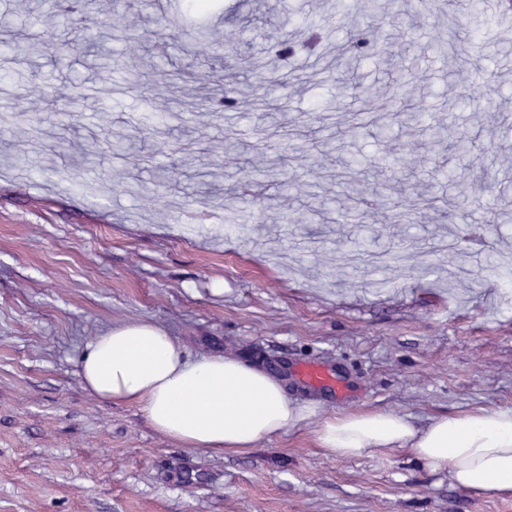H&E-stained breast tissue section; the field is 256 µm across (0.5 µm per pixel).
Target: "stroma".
Here are the masks:
<instances>
[{"label": "stroma", "mask_w": 512, "mask_h": 512, "mask_svg": "<svg viewBox=\"0 0 512 512\" xmlns=\"http://www.w3.org/2000/svg\"><path fill=\"white\" fill-rule=\"evenodd\" d=\"M470 36L469 62L413 66L406 104L454 119L476 144L454 159L427 149L421 126L395 122L385 140L353 115L388 105L343 91L322 70L340 61L350 35L438 46ZM33 58H0V512H512V494L476 493L431 471L407 451L345 459L320 448L312 425L240 453L185 448L157 433L133 404L97 398L78 376L81 355L112 326L151 322L184 356L278 361L293 401L319 402V417L394 412L424 427L441 415L512 409V288L484 268L487 251L512 255V209L449 280L431 247L448 225L442 204L417 210L415 185L469 203V224L500 197L512 202V55L508 31L479 9L450 17L418 0H89L61 22L41 10ZM99 36L94 54L77 35ZM295 54L279 58L281 41ZM137 65L141 85L107 88L100 51ZM193 60L196 79L171 71ZM236 111L203 107L223 87ZM472 106L449 114L461 92ZM135 139L123 157L107 142ZM95 151L85 166L82 155ZM400 158L387 194L414 224L369 222L383 242L418 238L388 287L345 275L336 255L353 252L345 213L299 217L321 192L353 184L378 191L373 169L348 170L349 153ZM468 168L450 183L448 166ZM259 180L253 206L224 210V196ZM317 365L330 384L297 374Z\"/></svg>", "instance_id": "stroma-1"}]
</instances>
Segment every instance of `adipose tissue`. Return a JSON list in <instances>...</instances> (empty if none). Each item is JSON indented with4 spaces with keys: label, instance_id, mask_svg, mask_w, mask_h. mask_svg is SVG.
<instances>
[{
    "label": "adipose tissue",
    "instance_id": "1",
    "mask_svg": "<svg viewBox=\"0 0 512 512\" xmlns=\"http://www.w3.org/2000/svg\"><path fill=\"white\" fill-rule=\"evenodd\" d=\"M82 386L110 401L137 405L151 426L187 448L243 452L315 416L289 399L257 365L224 356L184 357L168 332L149 322L112 326L88 343ZM314 435L343 458L402 448L458 487L512 492V409L443 415L424 428L389 412L355 411L320 419Z\"/></svg>",
    "mask_w": 512,
    "mask_h": 512
}]
</instances>
